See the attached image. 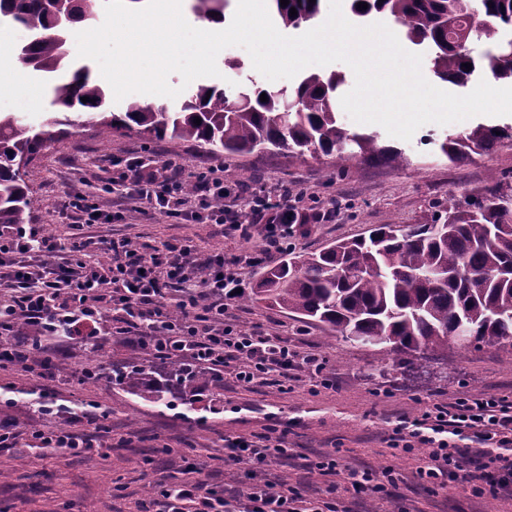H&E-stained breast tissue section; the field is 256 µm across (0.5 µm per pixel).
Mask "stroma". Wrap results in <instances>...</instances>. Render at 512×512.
I'll use <instances>...</instances> for the list:
<instances>
[{
  "label": "stroma",
  "mask_w": 512,
  "mask_h": 512,
  "mask_svg": "<svg viewBox=\"0 0 512 512\" xmlns=\"http://www.w3.org/2000/svg\"><path fill=\"white\" fill-rule=\"evenodd\" d=\"M217 67L219 76L203 78L202 83L230 96L256 74L248 52L237 46L219 53ZM26 76L40 95L38 106L27 107L4 93L0 113L15 114L24 124L37 127L50 110L46 93L52 79L31 69ZM462 128L459 122L428 123L405 142L381 133V143L402 147L407 164L393 169L363 162L345 170L332 157L217 154L190 142H148L134 133L112 135L104 144L92 130L71 126L25 169L24 179L39 200L30 221L66 236L68 220L58 207L64 192L81 190L111 208L113 195L100 180L103 160L149 149L187 172L217 165L228 174L242 171L250 187L266 191L285 187L302 194V208L335 210L329 223H298L290 231L291 254L317 252L333 242L367 235L379 224L428 223L447 206L449 196L485 185L489 175L512 181L511 142L463 164L448 162L438 143ZM126 220L143 244L180 237L204 251L258 254V262L246 270L251 285L280 260L276 254H261L256 236L223 237L208 225L151 211L127 214ZM235 315L240 324L263 325L288 337L299 350L325 357L335 388L315 392L304 378L284 393L275 386L243 387L228 377L220 395L221 410L212 413L150 402L107 381L87 390L59 381L52 389L64 410L93 404L111 412L108 457L94 452L68 456L31 445L32 430L58 420L57 415L37 410L43 381L14 367L0 368V396L14 399L11 415L23 427L16 448L0 451V504L9 506L10 512H148L155 497L152 481L166 480L172 472L171 457L154 451L159 443L185 449L188 462L204 465L217 490L242 493L255 482V466L246 458L225 464L229 450L224 440L262 432L275 422L286 429L288 447L309 460L332 452L341 463L378 472L390 467L402 476L385 493L373 494L339 488L336 477L304 469L295 461L266 469L269 480L286 482L306 498H333L348 512H512V489L476 495L467 488L434 487L414 478L413 460L392 453L386 442L395 417L419 413L432 401L450 402L464 393L512 398V365L506 363L503 351L464 348L452 341L446 352L403 364L381 347L346 341L319 323L261 302L238 306Z\"/></svg>",
  "instance_id": "35a3bbf8"
}]
</instances>
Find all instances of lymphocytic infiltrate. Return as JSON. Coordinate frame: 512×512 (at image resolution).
Listing matches in <instances>:
<instances>
[{"label":"lymphocytic infiltrate","instance_id":"lymphocytic-infiltrate-1","mask_svg":"<svg viewBox=\"0 0 512 512\" xmlns=\"http://www.w3.org/2000/svg\"><path fill=\"white\" fill-rule=\"evenodd\" d=\"M130 183L127 200L147 209L196 224L215 226L218 233L243 238L259 233L263 254L288 248L289 225L335 218L332 210L297 209L288 190L255 192L243 184L226 185L223 168L212 166L184 177L180 167L160 161L158 154H135L124 161L106 186ZM247 204V222H240V204ZM61 211L70 233L62 239L39 224L0 226V367L13 366L42 380L55 381L50 358H37L27 341L63 332L74 340L95 335L111 320L113 336L148 351L160 360L186 358L217 374L232 370L246 386L288 382L308 376L330 388L327 361L304 354L263 326L244 327L228 316L244 288L250 253L224 257L205 253L191 241L171 238L147 248L130 234L104 239L92 234L96 224L124 221L123 211L102 209L84 192L65 193ZM106 260H98V253ZM391 449L416 454L417 476L439 488L466 485L475 492L497 493L512 486V400L505 396L470 395L453 402L436 401L415 415L392 422ZM34 447L69 455L104 450L105 437L97 415L88 409L32 432ZM229 448L261 466L290 457L286 434L269 427L258 440L237 437ZM321 475L343 476L347 485L373 493L393 483L392 471L374 473L340 467L335 455L315 464ZM185 478L172 477L159 491L158 512H340L336 503L311 501L296 488L266 481L240 497L215 495L201 467L190 466Z\"/></svg>","mask_w":512,"mask_h":512}]
</instances>
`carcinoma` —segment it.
<instances>
[{
	"label": "carcinoma",
	"instance_id": "1",
	"mask_svg": "<svg viewBox=\"0 0 512 512\" xmlns=\"http://www.w3.org/2000/svg\"><path fill=\"white\" fill-rule=\"evenodd\" d=\"M97 0H72L65 13L52 0H0V23L21 22L31 38L18 59L36 71L55 73L68 61L78 29L93 27ZM286 29H297L319 13L310 0H268ZM360 18L385 14L405 29L406 38L429 51L433 73L463 87L477 68L469 43L477 33L461 0H348ZM368 4L361 10L357 3ZM487 27L512 28V0H480ZM297 15L289 16L290 9ZM211 21H224V0H196ZM495 81L512 84V38L484 57ZM472 64L468 70L464 64ZM344 79L337 73L310 74L293 87L268 90L254 85L231 99L224 90L200 85L176 111L159 112L133 101L116 115L101 110L105 89L84 67L52 86L55 112L38 129L0 113V225L27 224L37 201L21 173L66 126H85L97 135L136 132L145 139L193 142L212 152L251 153L262 146L298 157L336 155L344 164L373 162L398 168L408 162L403 149L381 145L378 136L350 132L337 123L336 96ZM266 94L267 101H260ZM88 97L84 103L81 98ZM91 109L84 121L70 114ZM201 123H194L195 118ZM512 142V124L475 126L450 134L440 151L451 163ZM241 300H265L323 323L343 338L364 339L395 354L437 351L457 339L502 348L512 361V183L491 176L488 184L448 207L429 224H382L364 237L337 243L319 253L295 256L267 269ZM112 384L148 398L185 404L199 392L223 387L213 373L184 364L163 369L155 361H132L114 371Z\"/></svg>",
	"mask_w": 512,
	"mask_h": 512
}]
</instances>
